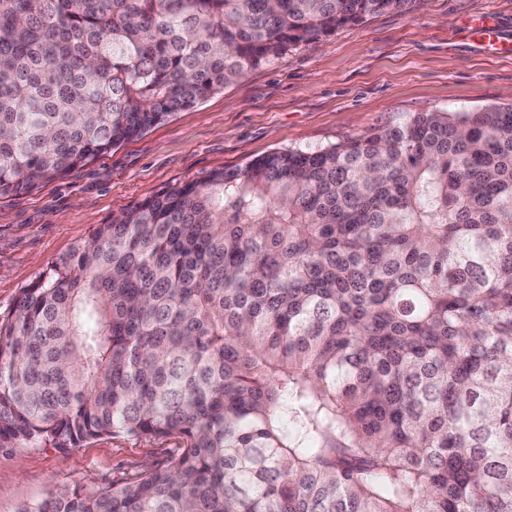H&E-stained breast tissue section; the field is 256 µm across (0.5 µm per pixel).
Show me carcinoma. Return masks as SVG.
Wrapping results in <instances>:
<instances>
[{
    "instance_id": "obj_1",
    "label": "carcinoma",
    "mask_w": 512,
    "mask_h": 512,
    "mask_svg": "<svg viewBox=\"0 0 512 512\" xmlns=\"http://www.w3.org/2000/svg\"><path fill=\"white\" fill-rule=\"evenodd\" d=\"M418 0H0V198ZM169 438L19 512H512V106L137 203L0 315V448Z\"/></svg>"
}]
</instances>
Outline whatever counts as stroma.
Returning <instances> with one entry per match:
<instances>
[{
	"label": "stroma",
	"mask_w": 512,
	"mask_h": 512,
	"mask_svg": "<svg viewBox=\"0 0 512 512\" xmlns=\"http://www.w3.org/2000/svg\"><path fill=\"white\" fill-rule=\"evenodd\" d=\"M512 0H423L297 46L67 177L0 199V314L24 288L134 204L275 151L321 149L411 112L512 105ZM172 439L103 436L84 447L0 448V512L64 488L88 491L163 463Z\"/></svg>",
	"instance_id": "35a3bbf8"
}]
</instances>
